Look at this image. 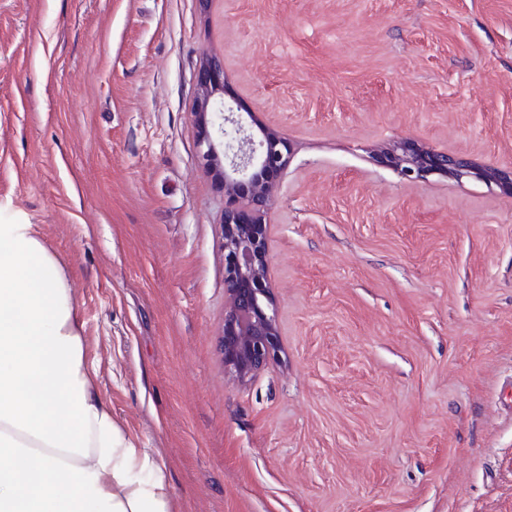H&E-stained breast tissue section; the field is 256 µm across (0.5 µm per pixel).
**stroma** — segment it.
I'll return each instance as SVG.
<instances>
[{
  "label": "stroma",
  "instance_id": "1",
  "mask_svg": "<svg viewBox=\"0 0 512 512\" xmlns=\"http://www.w3.org/2000/svg\"><path fill=\"white\" fill-rule=\"evenodd\" d=\"M291 148L266 214L279 354L224 369L204 54ZM512 0H0V224L38 225L114 421L176 512H512ZM376 158V161L394 168L402 179L409 182L425 180L433 174L448 175L457 182L477 180L487 186L495 184L512 195V172L508 174L494 167L479 166L446 153L424 151L403 142L380 150Z\"/></svg>",
  "mask_w": 512,
  "mask_h": 512
}]
</instances>
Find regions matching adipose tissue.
<instances>
[{
  "label": "adipose tissue",
  "instance_id": "1",
  "mask_svg": "<svg viewBox=\"0 0 512 512\" xmlns=\"http://www.w3.org/2000/svg\"><path fill=\"white\" fill-rule=\"evenodd\" d=\"M82 328L34 225L0 224V512H171L157 459L98 392Z\"/></svg>",
  "mask_w": 512,
  "mask_h": 512
}]
</instances>
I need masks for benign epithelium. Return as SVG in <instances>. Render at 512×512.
Returning a JSON list of instances; mask_svg holds the SVG:
<instances>
[{
  "instance_id": "benign-epithelium-1",
  "label": "benign epithelium",
  "mask_w": 512,
  "mask_h": 512,
  "mask_svg": "<svg viewBox=\"0 0 512 512\" xmlns=\"http://www.w3.org/2000/svg\"><path fill=\"white\" fill-rule=\"evenodd\" d=\"M224 89V58L202 59L193 104L203 166L222 180L224 195V327L219 338L224 368L241 382L257 376L278 352L276 310L268 284V238L264 214L276 190L275 177L290 149L274 129L260 139L244 134L242 120L216 95ZM224 147L219 160L218 147ZM377 161L409 182L446 175L458 182L477 180L512 195V173L483 167L446 153L408 143L379 151Z\"/></svg>"
}]
</instances>
